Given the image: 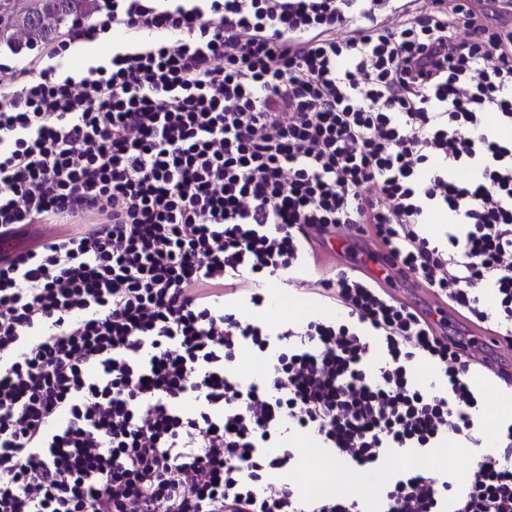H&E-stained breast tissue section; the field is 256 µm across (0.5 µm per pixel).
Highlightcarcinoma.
Masks as SVG:
<instances>
[{"label":"carcinoma","instance_id":"obj_1","mask_svg":"<svg viewBox=\"0 0 512 512\" xmlns=\"http://www.w3.org/2000/svg\"><path fill=\"white\" fill-rule=\"evenodd\" d=\"M95 0H0V43H39L72 15H83Z\"/></svg>","mask_w":512,"mask_h":512}]
</instances>
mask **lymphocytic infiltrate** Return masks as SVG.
I'll list each match as a JSON object with an SVG mask.
<instances>
[{
    "label": "lymphocytic infiltrate",
    "instance_id": "1",
    "mask_svg": "<svg viewBox=\"0 0 512 512\" xmlns=\"http://www.w3.org/2000/svg\"><path fill=\"white\" fill-rule=\"evenodd\" d=\"M35 224L0 259V512H367L300 494L266 449L298 434L383 474L378 512H512V423L462 485L385 472L475 441L473 340L354 267L317 280L336 320L226 304L343 232L512 335V0H99L0 62V236ZM117 37H114L112 30V37L106 38V35L101 41L95 43H79L74 48L71 47V53L67 57V72L73 76H78L83 71L84 65L87 60L96 59L108 55L112 52V49L107 50L114 44L122 43L125 40V34L123 32L117 33ZM86 44V45H85ZM89 47V51L88 48ZM100 47V50L99 48Z\"/></svg>",
    "mask_w": 512,
    "mask_h": 512
}]
</instances>
